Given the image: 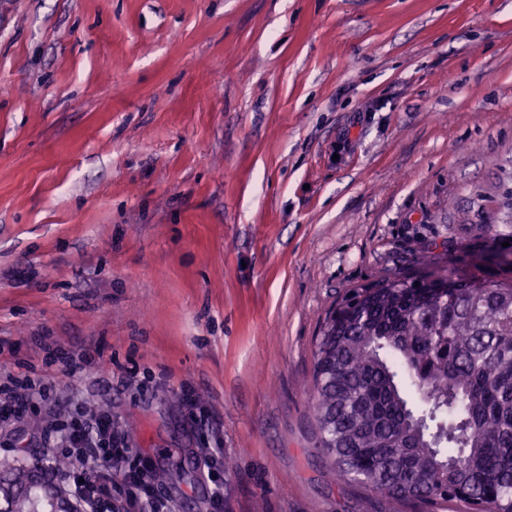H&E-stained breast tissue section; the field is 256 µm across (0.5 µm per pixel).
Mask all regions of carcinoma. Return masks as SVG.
Returning <instances> with one entry per match:
<instances>
[{"label":"carcinoma","mask_w":512,"mask_h":512,"mask_svg":"<svg viewBox=\"0 0 512 512\" xmlns=\"http://www.w3.org/2000/svg\"><path fill=\"white\" fill-rule=\"evenodd\" d=\"M314 388L336 479L420 512H512V280L404 268L348 290L316 338ZM0 499V512H79L11 458Z\"/></svg>","instance_id":"cac0c4a2"}]
</instances>
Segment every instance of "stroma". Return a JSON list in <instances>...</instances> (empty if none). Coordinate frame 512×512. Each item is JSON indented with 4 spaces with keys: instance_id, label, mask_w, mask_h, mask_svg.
I'll return each mask as SVG.
<instances>
[{
    "instance_id": "stroma-1",
    "label": "stroma",
    "mask_w": 512,
    "mask_h": 512,
    "mask_svg": "<svg viewBox=\"0 0 512 512\" xmlns=\"http://www.w3.org/2000/svg\"><path fill=\"white\" fill-rule=\"evenodd\" d=\"M504 252L512 0H0V383L111 403L178 512L217 439L224 512H414L332 476L315 339Z\"/></svg>"
}]
</instances>
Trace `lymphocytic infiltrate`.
Instances as JSON below:
<instances>
[{"instance_id":"lymphocytic-infiltrate-1","label":"lymphocytic infiltrate","mask_w":512,"mask_h":512,"mask_svg":"<svg viewBox=\"0 0 512 512\" xmlns=\"http://www.w3.org/2000/svg\"><path fill=\"white\" fill-rule=\"evenodd\" d=\"M53 393L43 378L14 377L0 392V438L36 448L49 482L64 486L82 512H174L149 479L150 459L132 448L110 408L88 411L77 402L66 417L54 419L49 415ZM42 413L47 423L26 434V418ZM62 457L68 468H58Z\"/></svg>"}]
</instances>
